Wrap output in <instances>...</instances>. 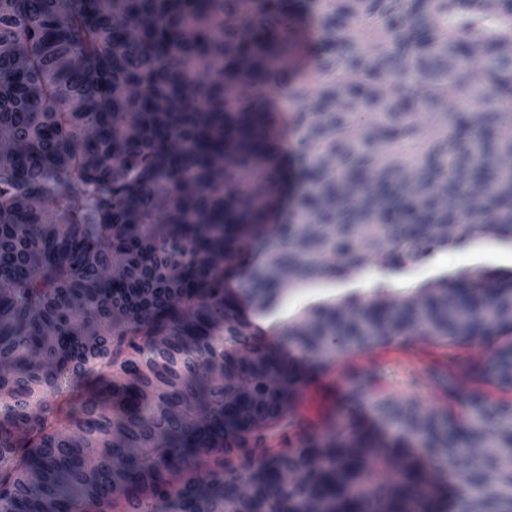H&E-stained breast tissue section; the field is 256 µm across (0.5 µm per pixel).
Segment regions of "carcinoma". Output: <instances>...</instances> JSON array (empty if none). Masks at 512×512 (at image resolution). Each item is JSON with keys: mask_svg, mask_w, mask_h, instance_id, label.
I'll return each mask as SVG.
<instances>
[{"mask_svg": "<svg viewBox=\"0 0 512 512\" xmlns=\"http://www.w3.org/2000/svg\"><path fill=\"white\" fill-rule=\"evenodd\" d=\"M301 2L0 0V512H110L119 498L129 512H448V487L417 459L395 484L371 480L397 449L357 425L325 440L301 423V446L265 447L305 374L224 296L280 181L270 113L246 88L308 102L305 191L250 273L258 304L283 275L354 274L366 239L403 265L454 245L450 224L455 241L512 236V0H307L328 38L292 85ZM201 66L217 78L198 83ZM511 308L512 283L475 270L321 305L283 334L317 357L330 341L492 340ZM465 377L511 389L512 348ZM428 378L469 404L468 426L423 417L417 379L375 412L441 469L484 449L457 512H512V406L464 394L456 374Z\"/></svg>", "mask_w": 512, "mask_h": 512, "instance_id": "cac0c4a2", "label": "carcinoma"}]
</instances>
